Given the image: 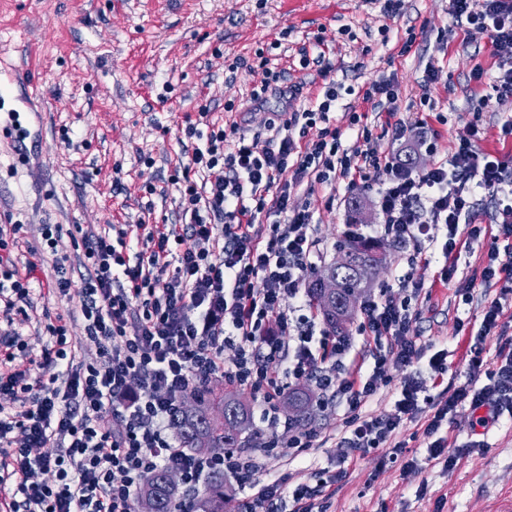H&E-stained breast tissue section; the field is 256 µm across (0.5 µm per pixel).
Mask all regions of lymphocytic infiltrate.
Masks as SVG:
<instances>
[{
	"label": "lymphocytic infiltrate",
	"mask_w": 512,
	"mask_h": 512,
	"mask_svg": "<svg viewBox=\"0 0 512 512\" xmlns=\"http://www.w3.org/2000/svg\"><path fill=\"white\" fill-rule=\"evenodd\" d=\"M449 13L456 24L486 33L498 59L495 101L512 99V0H449ZM321 75L326 82L315 107L261 113L259 124L270 134L265 149L235 122L186 125L193 150L172 179L183 221L141 225L149 249L128 253L126 228L110 235L75 225L86 271L79 309L99 353L85 360L78 348L67 347L65 325H52L54 343L42 350L36 375L0 372V395L16 402L9 410L0 406V512H134L144 479L160 469L183 476L176 512H195L200 481L216 472L249 491L235 512H277L287 492L293 512H323L321 490L308 484L290 491L278 480L257 483L260 464L247 450L190 456L173 442L183 396L216 375L260 394L270 431L280 423L288 382L315 381L327 399L342 401L348 414L342 444L353 451L389 443L402 454L395 431L429 406V457L447 469L457 458L440 430L451 411L469 407L474 425L483 428L512 415V338L504 319V302L512 297V161L465 139L448 159L416 171L398 157L378 155L364 112L353 113L350 123L363 148H343L340 131L329 126L339 92L329 70ZM198 171L207 172V184H197ZM342 181L377 185L385 220L374 234L404 248L443 233L446 283L456 273L449 258L463 246L459 230L472 238L483 231L476 193L497 204V232L479 279L499 284L500 296L485 308L480 335L469 346V379L437 400L422 381L408 378L386 418L366 414L365 407L388 362L411 367L425 359L442 370L448 352L427 354L412 335L405 275L364 305L359 333L372 347L371 373L352 357V338L314 333L301 290L318 242L311 211L294 196L302 187L311 193ZM187 237L194 245L186 249ZM42 260L34 250L23 267L6 271L0 282L5 311L28 302ZM493 333L505 341L489 368L483 339Z\"/></svg>",
	"instance_id": "lymphocytic-infiltrate-1"
}]
</instances>
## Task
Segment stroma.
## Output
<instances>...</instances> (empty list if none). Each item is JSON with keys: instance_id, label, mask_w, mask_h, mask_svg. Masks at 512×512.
<instances>
[{"instance_id": "1", "label": "stroma", "mask_w": 512, "mask_h": 512, "mask_svg": "<svg viewBox=\"0 0 512 512\" xmlns=\"http://www.w3.org/2000/svg\"><path fill=\"white\" fill-rule=\"evenodd\" d=\"M411 34L416 42L407 52L403 44ZM260 51L271 67L283 70V84H300L304 106L320 92L326 67L336 82L357 89L393 79L396 117L410 126L405 138L393 140L384 131L385 114L349 94L340 96L330 123L344 130L351 111L367 112L374 147L412 158L417 171L445 158L477 127L485 131L481 148L497 149L500 126L512 115V100L482 106L490 87L474 82L472 72L478 65L494 72L497 59L484 32L453 22L448 0H401L393 18L372 0H0V70L27 75L40 114L30 129L34 147L26 162L17 160L16 139H0V225L21 227L5 258L21 263L29 249L46 250V224L100 231L113 224L180 223L172 178L192 153L183 141L185 122L198 120L203 108L218 124L240 119L252 89L267 78L257 63ZM304 55L310 59L305 68L299 63ZM431 65L443 77L426 88L422 79ZM421 113L427 116L422 127L415 123ZM65 132L71 145L61 140ZM428 141L437 143V153L426 151ZM356 197L366 204L365 223H383L376 187L340 184L299 194V202L310 205L321 240L315 270L335 260ZM489 243L488 234L471 241L445 283L441 241L421 239V256L414 260L391 240L380 241L387 265L361 297L379 294L405 273L420 286L411 301L417 312L413 330L448 351L446 372L422 371L430 395L467 380L468 341L480 330L483 308L500 291L497 284L473 281ZM53 275L51 262L38 267L34 279L40 287L32 292L27 316L10 321L0 313V330L19 334L12 368H25L29 356L40 353L50 341L47 326L60 318L68 342L86 358L98 354L74 313L76 296L48 291ZM311 413L317 447L297 453L288 445L287 427H278L276 446L261 452L258 482L281 478L291 487L314 486L326 471H343L327 512H499L512 500V416L476 429L468 408L449 413L441 434L457 464L446 470L428 458L423 430L432 411L422 409L397 434L409 441L418 463L407 471L402 462H389L385 447L347 457L343 409L316 404Z\"/></svg>"}]
</instances>
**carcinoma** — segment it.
<instances>
[{"instance_id":"carcinoma-1","label":"carcinoma","mask_w":512,"mask_h":512,"mask_svg":"<svg viewBox=\"0 0 512 512\" xmlns=\"http://www.w3.org/2000/svg\"><path fill=\"white\" fill-rule=\"evenodd\" d=\"M350 256V264L339 277L342 280V292L357 290L370 281V262L375 256V246L360 241H348L341 246ZM306 386H297L288 390L285 400L297 402V410L289 419L288 425L303 427L307 422L312 400L305 398ZM194 401L181 407L176 430L180 447L189 454H196L199 448L207 446L220 451L226 448H251L255 441L251 434L252 410L243 402L232 406L223 394L193 393ZM214 413L224 414L225 425L211 418ZM169 471L162 470L152 474L145 482L139 500H150L155 512H174L177 487L166 481ZM230 494L226 492L224 474L216 473L209 477L204 494L196 502L199 512H229Z\"/></svg>"}]
</instances>
